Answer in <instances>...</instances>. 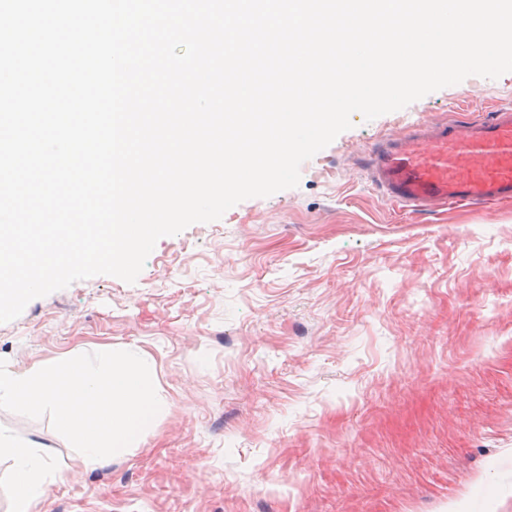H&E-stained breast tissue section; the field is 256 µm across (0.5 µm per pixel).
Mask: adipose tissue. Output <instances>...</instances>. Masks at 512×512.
Returning a JSON list of instances; mask_svg holds the SVG:
<instances>
[{"label":"adipose tissue","instance_id":"adipose-tissue-1","mask_svg":"<svg viewBox=\"0 0 512 512\" xmlns=\"http://www.w3.org/2000/svg\"><path fill=\"white\" fill-rule=\"evenodd\" d=\"M2 450L8 451L13 458L14 512H33L49 474L47 464L30 447L19 445L0 433Z\"/></svg>","mask_w":512,"mask_h":512}]
</instances>
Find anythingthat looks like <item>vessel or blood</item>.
<instances>
[{"instance_id":"vessel-or-blood-1","label":"vessel or blood","mask_w":512,"mask_h":512,"mask_svg":"<svg viewBox=\"0 0 512 512\" xmlns=\"http://www.w3.org/2000/svg\"><path fill=\"white\" fill-rule=\"evenodd\" d=\"M370 177L386 200L437 210L512 199V106L461 126L419 122L370 151Z\"/></svg>"}]
</instances>
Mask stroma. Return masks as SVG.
<instances>
[{"mask_svg":"<svg viewBox=\"0 0 512 512\" xmlns=\"http://www.w3.org/2000/svg\"><path fill=\"white\" fill-rule=\"evenodd\" d=\"M512 104V72L352 117L297 187L161 237L135 283L97 275L0 323L19 372L140 355L161 410L97 466L0 409L54 481L35 512H512V202L382 199L370 148L402 121Z\"/></svg>","mask_w":512,"mask_h":512,"instance_id":"stroma-1","label":"stroma"}]
</instances>
